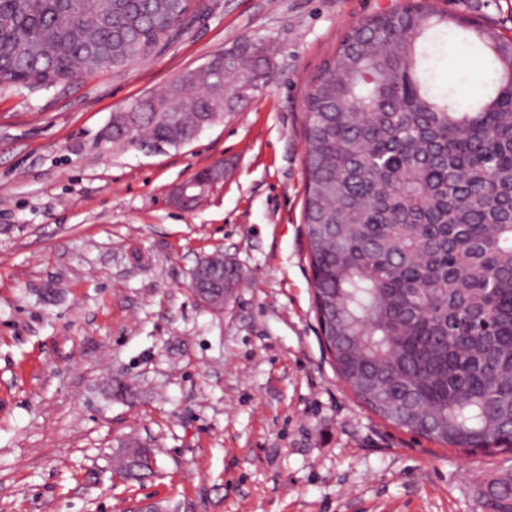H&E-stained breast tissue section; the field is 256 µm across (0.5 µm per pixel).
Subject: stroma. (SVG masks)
Here are the masks:
<instances>
[{"label":"stroma","instance_id":"obj_1","mask_svg":"<svg viewBox=\"0 0 512 512\" xmlns=\"http://www.w3.org/2000/svg\"><path fill=\"white\" fill-rule=\"evenodd\" d=\"M401 0H202L183 35L62 90L0 88V512H487L512 455H466L399 430L357 399L320 339L305 226L310 81L350 25ZM512 30V0H446ZM265 79L193 141L115 147L113 114L243 43ZM436 92L465 102L492 73L432 42ZM192 210L172 187L214 163ZM219 254L240 279L223 312L193 272ZM128 386L116 397L111 385ZM152 448L141 481L121 442Z\"/></svg>","mask_w":512,"mask_h":512}]
</instances>
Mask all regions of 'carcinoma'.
I'll list each match as a JSON object with an SVG mask.
<instances>
[{
    "label": "carcinoma",
    "instance_id": "carcinoma-1",
    "mask_svg": "<svg viewBox=\"0 0 512 512\" xmlns=\"http://www.w3.org/2000/svg\"><path fill=\"white\" fill-rule=\"evenodd\" d=\"M0 0V86L65 88L124 69L183 32L192 0ZM438 0L349 27L306 99V228L322 341L343 381L398 429L512 452V37ZM493 70L467 105L433 92L430 33ZM245 44L222 74L186 73L112 118L110 142L179 147L257 74ZM489 512H512V471Z\"/></svg>",
    "mask_w": 512,
    "mask_h": 512
}]
</instances>
